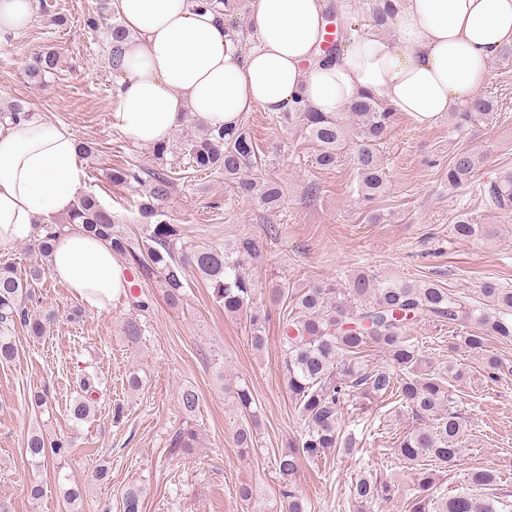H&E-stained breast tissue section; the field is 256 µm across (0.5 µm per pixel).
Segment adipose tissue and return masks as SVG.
<instances>
[{
  "label": "adipose tissue",
  "mask_w": 512,
  "mask_h": 512,
  "mask_svg": "<svg viewBox=\"0 0 512 512\" xmlns=\"http://www.w3.org/2000/svg\"><path fill=\"white\" fill-rule=\"evenodd\" d=\"M130 34L114 125L129 142L170 140L188 120L237 125L259 107L330 113L361 94L429 127L468 106L490 61L512 45V0H394L395 38L368 31L339 59L313 63L327 0H255V47L240 52L223 20L194 0H110ZM82 175L72 132L37 117L0 119V251L70 213ZM56 281L103 309L129 286L128 269L98 238L60 234L48 258Z\"/></svg>",
  "instance_id": "1"
}]
</instances>
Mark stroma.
<instances>
[{
	"instance_id": "stroma-1",
	"label": "stroma",
	"mask_w": 512,
	"mask_h": 512,
	"mask_svg": "<svg viewBox=\"0 0 512 512\" xmlns=\"http://www.w3.org/2000/svg\"><path fill=\"white\" fill-rule=\"evenodd\" d=\"M47 2L24 33L0 38V104L21 102L91 145L79 193L95 194L132 238H140L134 204L144 189L112 184L108 174L132 165L155 170L160 162L151 147L131 144L114 126L117 74L106 40L84 27L100 0ZM47 49L58 52L60 68L43 83L31 82L25 70L35 52ZM479 93L496 101L495 112L459 130L448 116L423 128L394 115L377 148L386 189L369 204L356 191V145L347 146L335 168H321L299 124L258 107L244 116L258 147V165L249 175L277 183L281 200L270 209L260 199L239 197L223 178L190 168L180 146L201 126L188 119L172 137L165 160L173 182L168 219L182 226L185 242L193 245L262 237L264 261L253 271L260 303L275 284L294 292L322 279L344 282L360 271L380 280H431L471 302L479 301L484 282L512 288V214L488 211L475 192L476 184L512 171V59L491 61ZM466 150L480 157L472 181L449 186L448 164ZM464 212L490 225L492 236L456 239L451 226ZM186 279L178 305L167 303L157 280L141 279L132 295L103 310L84 307L52 277L34 283L40 308L58 318L38 340L12 329L17 355L0 362V512H64L53 465L35 467L25 452L27 434L36 426L72 440L75 454L65 471L87 486L84 512H123L124 492L134 484L143 489L142 512H252L238 495L244 484L265 498L269 512H281L275 457L304 431L281 369L284 310L273 306L267 344L257 351L244 318L225 313L194 272ZM136 295L147 311L133 306ZM76 308L82 317L69 321ZM130 321L142 328L138 340L125 336ZM410 334L431 362L452 355L447 328L419 324ZM490 350L505 364L494 381L482 375L473 354L461 349L452 355L466 370L456 384V410L467 424V446L455 466L438 470L437 485L453 494L464 487L467 470H496L494 494L502 498L503 512H512V342H492ZM132 369L143 379L136 392L123 386ZM86 372L104 377L107 393L95 419L77 423L68 409ZM242 382L259 411L256 446L247 454L234 439L242 418L233 391ZM186 387L200 397L190 416L178 401ZM43 388L49 403L40 411L31 407L29 394ZM117 401L124 406L118 423L112 420ZM345 421L356 433V448L300 464L296 483L311 512H353L351 484L368 468L399 484L398 495L378 502L373 512H405L415 467L399 460L394 448L417 423L411 410L387 396L371 402L366 413L349 411ZM186 425L198 433L195 448L172 451V436ZM102 459L111 471L100 484L92 470ZM34 481L45 488L38 500L27 493Z\"/></svg>"
}]
</instances>
